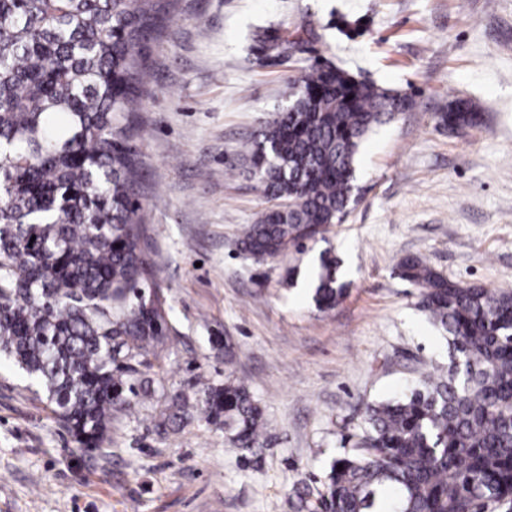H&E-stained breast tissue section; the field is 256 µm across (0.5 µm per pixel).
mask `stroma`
I'll return each instance as SVG.
<instances>
[{
  "instance_id": "stroma-1",
  "label": "stroma",
  "mask_w": 512,
  "mask_h": 512,
  "mask_svg": "<svg viewBox=\"0 0 512 512\" xmlns=\"http://www.w3.org/2000/svg\"><path fill=\"white\" fill-rule=\"evenodd\" d=\"M318 60L412 106L363 143L343 223L304 253L245 258L239 230L270 202L236 152ZM148 64L137 147L172 341L146 371L151 399L115 413L93 455L0 369V512H290L293 486H317L349 449L365 402L448 361L400 259L512 289V0H176ZM458 98L476 124L442 127ZM323 252L346 285L326 312L307 285ZM228 375L264 410L261 452H232L198 413L161 430L172 390Z\"/></svg>"
}]
</instances>
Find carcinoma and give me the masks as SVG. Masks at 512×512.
I'll list each match as a JSON object with an SVG mask.
<instances>
[{"instance_id":"cac0c4a2","label":"carcinoma","mask_w":512,"mask_h":512,"mask_svg":"<svg viewBox=\"0 0 512 512\" xmlns=\"http://www.w3.org/2000/svg\"><path fill=\"white\" fill-rule=\"evenodd\" d=\"M174 0H0V358L38 386L78 448L102 449L112 415L151 391L149 355L171 339L139 195L133 114ZM289 103L239 153L278 201L241 229V250L275 259L340 223L356 201L355 165L372 129L407 95L331 63L288 82ZM459 99L441 121L472 123ZM398 277L447 333L448 368L370 401L358 439L321 487L295 486L294 512H512V290L463 285L414 255ZM314 300L344 293L323 254ZM200 413L240 452L264 447L263 412L228 378L170 397L177 425ZM343 469H337V465Z\"/></svg>"}]
</instances>
